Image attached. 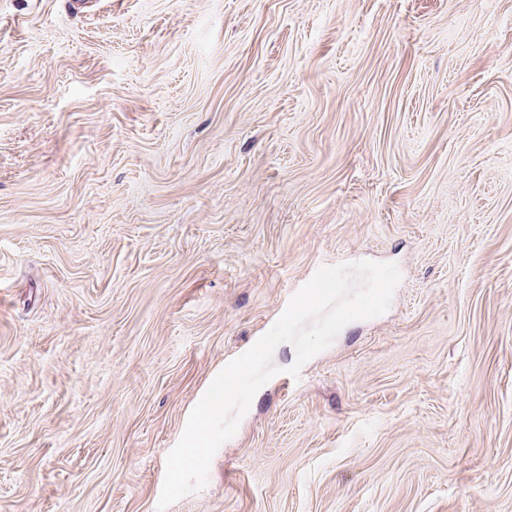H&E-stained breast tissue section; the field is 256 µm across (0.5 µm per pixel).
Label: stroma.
<instances>
[{
    "mask_svg": "<svg viewBox=\"0 0 512 512\" xmlns=\"http://www.w3.org/2000/svg\"><path fill=\"white\" fill-rule=\"evenodd\" d=\"M388 310L167 512H512V0H0V512H156L324 265Z\"/></svg>",
    "mask_w": 512,
    "mask_h": 512,
    "instance_id": "35a3bbf8",
    "label": "stroma"
}]
</instances>
